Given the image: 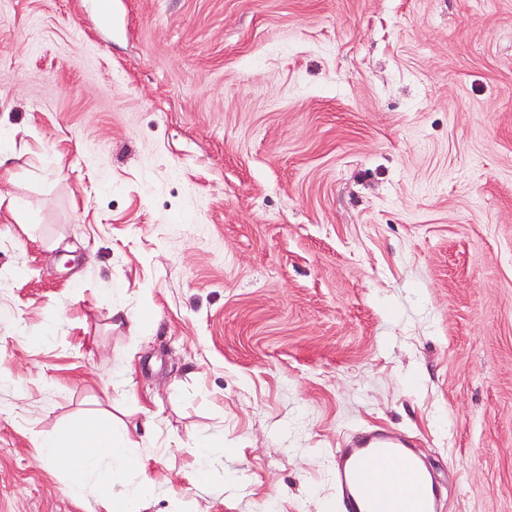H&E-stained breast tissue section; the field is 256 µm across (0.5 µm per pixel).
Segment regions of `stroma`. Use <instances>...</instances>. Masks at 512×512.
I'll return each instance as SVG.
<instances>
[{"mask_svg":"<svg viewBox=\"0 0 512 512\" xmlns=\"http://www.w3.org/2000/svg\"><path fill=\"white\" fill-rule=\"evenodd\" d=\"M0 151V512H100L103 409L147 512H342L362 429L512 512V0H0ZM131 436L125 423L112 415L90 413L37 440L40 456L66 476V490L74 499L84 496L88 479H99L102 512H142L154 498L155 484L146 473L139 448L143 442ZM137 471L140 478L125 496L112 491L117 476Z\"/></svg>","mask_w":512,"mask_h":512,"instance_id":"obj_1","label":"stroma"}]
</instances>
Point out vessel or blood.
I'll use <instances>...</instances> for the list:
<instances>
[{"label": "vessel or blood", "mask_w": 512, "mask_h": 512, "mask_svg": "<svg viewBox=\"0 0 512 512\" xmlns=\"http://www.w3.org/2000/svg\"><path fill=\"white\" fill-rule=\"evenodd\" d=\"M344 512H439L440 488L404 438L361 430L336 452Z\"/></svg>", "instance_id": "vessel-or-blood-1"}]
</instances>
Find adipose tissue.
I'll return each mask as SVG.
<instances>
[{"instance_id":"adipose-tissue-1","label":"adipose tissue","mask_w":512,"mask_h":512,"mask_svg":"<svg viewBox=\"0 0 512 512\" xmlns=\"http://www.w3.org/2000/svg\"><path fill=\"white\" fill-rule=\"evenodd\" d=\"M37 446L43 460L65 475L70 497L82 498L89 478H98L102 512H144L154 498L155 484L144 472L140 440L109 414L85 415L40 437ZM129 471L139 472L138 482L126 495H114L116 477Z\"/></svg>"}]
</instances>
